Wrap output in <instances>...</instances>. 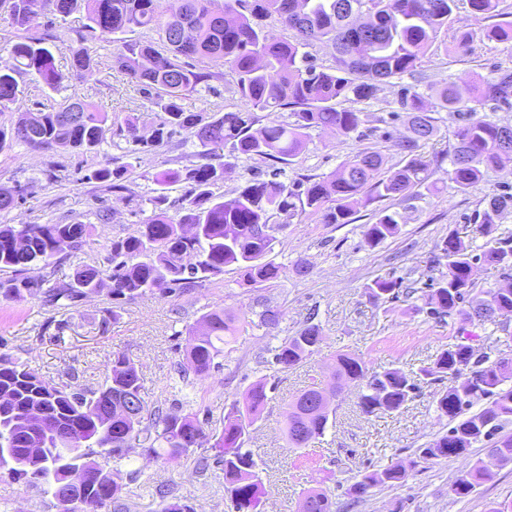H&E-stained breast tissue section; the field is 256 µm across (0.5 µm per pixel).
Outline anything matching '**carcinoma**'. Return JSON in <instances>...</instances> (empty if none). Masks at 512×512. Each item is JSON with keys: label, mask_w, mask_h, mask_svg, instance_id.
Instances as JSON below:
<instances>
[{"label": "carcinoma", "mask_w": 512, "mask_h": 512, "mask_svg": "<svg viewBox=\"0 0 512 512\" xmlns=\"http://www.w3.org/2000/svg\"><path fill=\"white\" fill-rule=\"evenodd\" d=\"M460 0H177L167 9L162 0H0V21L15 30L10 45L14 63L0 68V112L20 93L23 76L36 73L51 89L66 79L47 47L50 35L28 33L31 19L48 15L47 27L75 11L85 13L79 47L71 51L69 69L90 70L94 59L85 42L112 37L118 44L113 66L129 76L140 94L158 109V122L150 136L140 134L139 118L128 115L115 121L114 135L125 140L126 161L104 165L94 178L112 199L126 204L133 214L151 211L123 237L112 239L104 268L85 266L69 280L55 278V257L67 250L74 254L93 241V225L0 224V271L12 276L0 280V297L19 301L39 296L54 310H74L90 295L112 281L101 326L119 318L120 305L151 291L164 297L196 288L210 277L235 266L251 284H272L285 274L269 259L276 237L260 236L259 224H289L309 212L322 224H349L359 208L387 199L407 201L412 190L428 181L429 163L416 154L438 132L436 110L452 119L453 142L443 151L451 169L453 188L466 193L483 181L489 171L512 163V127L502 126L480 107L495 110L512 107V70L494 66L486 75L463 84L448 82L430 108L415 88L400 96L411 136L400 144L405 160L385 167L376 148H365L327 176L298 174L281 180L285 168L294 165L303 151L308 131L331 129L347 137L362 123L361 113L341 106L344 101L363 102L378 91L383 79L415 76L425 52L441 31L452 32L451 50L470 52L473 33L457 17ZM469 12L491 21L482 29L491 41H512V21H496L498 0H466ZM278 18L295 31V40H275L267 34L265 20ZM137 30L154 31L158 40L127 41L123 35ZM331 41L338 54L333 66H318L305 48L315 41ZM237 76L239 99L249 110L220 115L188 112L181 101L190 94L213 89L211 82L224 80V69ZM291 110V121L261 123L257 112ZM108 120L87 100L72 96L57 107L20 114L5 127L0 125V151L14 142L34 148L62 147L81 155L96 151L104 140ZM189 130L197 139L198 154L215 162L191 164L155 178L154 194L137 196L130 189L138 154L171 141ZM259 156L270 161L269 170L252 176L244 185L223 196L212 187L224 180V172L242 158ZM183 185L182 215L173 222L168 215L165 187ZM27 187L19 183L0 186V210L12 209L24 198ZM512 207V195L491 197L478 212L477 230L489 236L501 214ZM365 236L379 244L396 234L399 214L386 209L374 213ZM448 258V272L427 284L426 304L435 318L462 322H496L512 316V287L488 288L474 300L476 270L480 265L497 268L512 278V236L499 238L479 254L455 232L437 243ZM38 269L39 275L29 271ZM369 296L396 301L410 299L418 289L405 278L389 274L367 286ZM201 327L186 328L188 347L179 361L182 379L221 367L218 359L239 329L240 319L215 307L200 317ZM322 342L319 325L305 324L272 349L273 362L286 370L300 364ZM426 382L448 379L436 394L437 410L451 427L432 443L415 452L407 464L367 471L349 489L359 496L377 485L401 481L406 469L438 458L467 453L472 444L487 440L492 455L512 462V358L479 354L468 343H457L439 352L429 366L411 377L398 368L369 372L366 363L348 354L336 356L333 379L325 387L312 385L288 404L284 439L288 447L306 448L325 435L329 412L317 408L319 397L336 398L346 383L362 385L359 405L366 414L379 409H400ZM274 385L262 377L247 389L244 402H234L218 433L206 429L198 414L180 409L151 408L145 401L139 369L125 354L115 353L107 365V377L96 390L70 384L50 386L27 363L0 353V445L11 448V458L0 462V471L49 494L57 512H77L65 505L71 488L70 474L84 472L92 481L77 489L78 496L95 499L112 488V499L121 490L120 470L109 459L122 460L131 442L142 440L156 458L178 459L203 445L213 456L198 459L202 468L222 466L224 487L233 503L232 512H256L263 482L253 454L245 443L259 419ZM129 398L143 407L136 415L117 412L119 399ZM489 404L477 413L474 404ZM480 460L452 485L456 496H467L487 478ZM158 512H193L167 489L158 488ZM307 512H331L322 489L303 493Z\"/></svg>", "instance_id": "carcinoma-1"}]
</instances>
